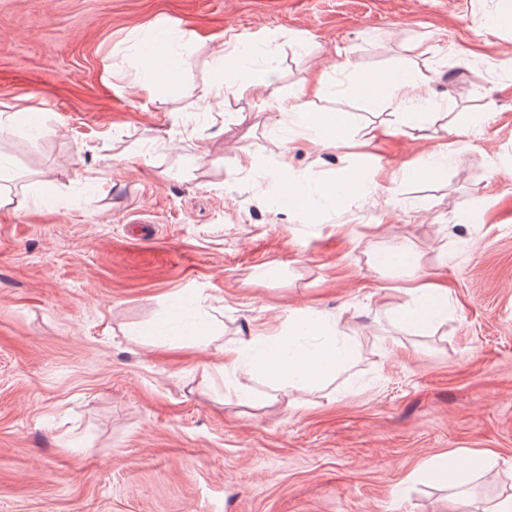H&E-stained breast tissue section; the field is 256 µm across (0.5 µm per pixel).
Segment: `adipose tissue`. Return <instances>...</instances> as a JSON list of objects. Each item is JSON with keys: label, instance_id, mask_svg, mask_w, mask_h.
Here are the masks:
<instances>
[{"label": "adipose tissue", "instance_id": "adipose-tissue-1", "mask_svg": "<svg viewBox=\"0 0 512 512\" xmlns=\"http://www.w3.org/2000/svg\"><path fill=\"white\" fill-rule=\"evenodd\" d=\"M428 78L423 73L395 70L361 74L351 84L352 93L360 97L375 112L397 108L396 125L421 131L436 117L439 108L427 93ZM330 88L325 74L312 69L310 78L297 91L275 97L273 107L288 116L290 123L300 132L312 136L327 147H339L347 142L348 117L342 112H316L312 106L316 99L326 96ZM407 305L397 309L396 320L405 328H428L442 325L448 319L450 300L448 286L425 281L411 288ZM332 326L314 313L297 320L290 335L259 334L238 339L224 347V370L241 371L249 375H267L283 386L315 388L331 378L351 356L348 344H340L317 352L294 347L297 336H314L325 332L337 333ZM492 453L474 452L463 462L441 461L430 468L434 481L457 489V500L463 507L471 502L458 486L464 473L482 472Z\"/></svg>", "mask_w": 512, "mask_h": 512}]
</instances>
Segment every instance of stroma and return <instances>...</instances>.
Instances as JSON below:
<instances>
[{
  "mask_svg": "<svg viewBox=\"0 0 512 512\" xmlns=\"http://www.w3.org/2000/svg\"><path fill=\"white\" fill-rule=\"evenodd\" d=\"M508 1L0 0V115L43 127L0 136L30 200L0 209V512H455L423 467L482 449L470 499L512 491V29L485 23ZM162 24L184 68L156 83L141 51ZM237 36L273 74L223 101ZM315 66L347 146L282 137L270 108ZM402 67L447 115L386 136L348 86ZM444 147L462 160L403 178ZM366 160L361 197L275 202L285 169L322 184ZM400 249L418 275L375 266ZM418 276L448 282L438 331L394 319ZM309 311L341 334L303 344L353 348L319 388L217 374L225 344Z\"/></svg>",
  "mask_w": 512,
  "mask_h": 512,
  "instance_id": "1",
  "label": "stroma"
}]
</instances>
